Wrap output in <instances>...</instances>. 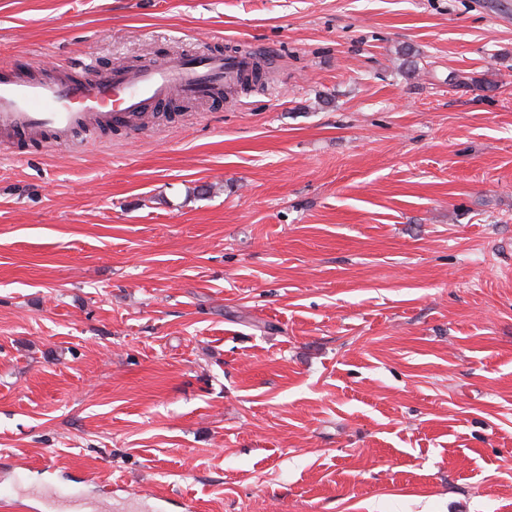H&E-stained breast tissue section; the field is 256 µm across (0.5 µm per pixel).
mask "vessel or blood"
Segmentation results:
<instances>
[{
    "label": "vessel or blood",
    "instance_id": "1",
    "mask_svg": "<svg viewBox=\"0 0 512 512\" xmlns=\"http://www.w3.org/2000/svg\"><path fill=\"white\" fill-rule=\"evenodd\" d=\"M249 53L210 50L149 58L133 69L100 74L91 84L75 80L0 78V131L65 138L97 123H137L159 102L177 94L188 100L222 97L251 69Z\"/></svg>",
    "mask_w": 512,
    "mask_h": 512
}]
</instances>
